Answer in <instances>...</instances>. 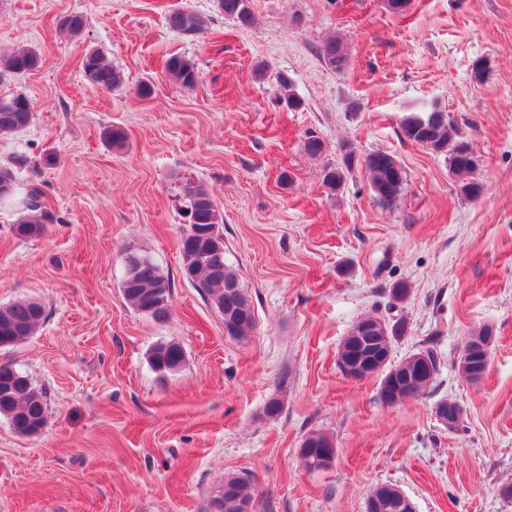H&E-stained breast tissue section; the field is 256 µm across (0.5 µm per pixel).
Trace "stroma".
Returning a JSON list of instances; mask_svg holds the SVG:
<instances>
[{
    "instance_id": "1",
    "label": "stroma",
    "mask_w": 512,
    "mask_h": 512,
    "mask_svg": "<svg viewBox=\"0 0 512 512\" xmlns=\"http://www.w3.org/2000/svg\"><path fill=\"white\" fill-rule=\"evenodd\" d=\"M252 27L215 0H0V50L35 49L40 62L0 75V98L22 93L34 117L0 138V167L40 185L52 219L14 234L21 205L0 203V304L43 302L34 336L0 349L46 391L47 423L22 436L0 417V512H205L229 474L250 477L254 512H365L370 492L396 485L416 512H512V0H250ZM209 17L187 40L168 12ZM83 15L80 37L61 16ZM342 39L349 61L327 67L316 49ZM100 50L125 75L109 93L87 82L85 52ZM197 65L191 90L165 60ZM486 60L476 82L472 68ZM152 92L139 93L142 84ZM292 93L301 105L288 108ZM447 112L479 162L478 197L462 192L448 156L409 141L403 118ZM123 128V150L105 131ZM325 144L308 155L307 136ZM393 154L406 174L399 199L380 202L362 165L329 191L325 167ZM190 176L223 216L224 261L255 311L242 339L183 278L186 227L175 200ZM169 275L168 320L134 311L120 292L126 252ZM409 324L399 363L431 342L441 367L421 397L388 405L380 376L353 380L337 352L355 321L386 310ZM492 327L478 382L458 372L470 332ZM179 344L181 368L149 363ZM282 413L265 417L271 398ZM464 408L459 427L434 406ZM336 446L309 469V435ZM168 78L183 89H194L200 82V72L194 61L181 55L169 57L165 64ZM184 360L182 348L176 343H160L156 345L150 354V364L154 371L160 374H168L169 368L177 371Z\"/></svg>"
}]
</instances>
